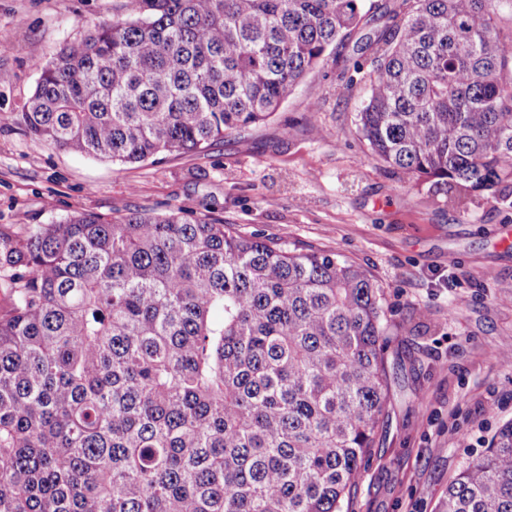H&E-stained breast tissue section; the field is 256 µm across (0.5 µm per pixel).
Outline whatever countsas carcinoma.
Masks as SVG:
<instances>
[{"mask_svg":"<svg viewBox=\"0 0 512 512\" xmlns=\"http://www.w3.org/2000/svg\"><path fill=\"white\" fill-rule=\"evenodd\" d=\"M500 0H399L365 34L370 154L512 208ZM39 79L35 146L139 163L271 119L362 0H126ZM0 512H354L395 376L383 291L334 253L208 215L0 227ZM442 512H512V421Z\"/></svg>","mask_w":512,"mask_h":512,"instance_id":"1","label":"carcinoma"}]
</instances>
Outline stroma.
Returning a JSON list of instances; mask_svg holds the SVG:
<instances>
[{"mask_svg": "<svg viewBox=\"0 0 512 512\" xmlns=\"http://www.w3.org/2000/svg\"><path fill=\"white\" fill-rule=\"evenodd\" d=\"M125 0H0V225L180 207L336 253L381 285L395 402L355 512H440L455 475L512 420V209L448 206L445 188L373 158L355 124L367 81L333 57L277 114L201 154L115 165L37 147L16 125L39 65ZM317 118H310V110Z\"/></svg>", "mask_w": 512, "mask_h": 512, "instance_id": "35a3bbf8", "label": "stroma"}]
</instances>
